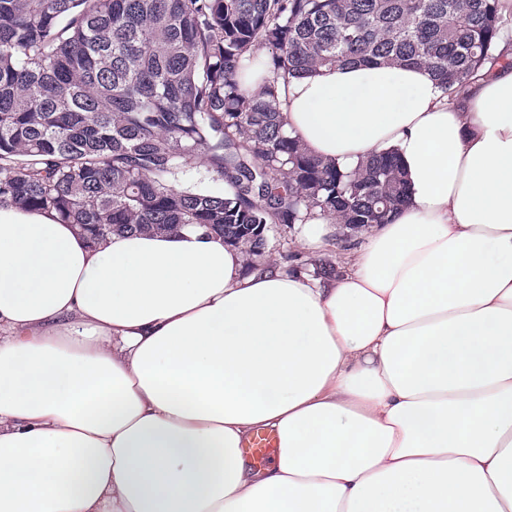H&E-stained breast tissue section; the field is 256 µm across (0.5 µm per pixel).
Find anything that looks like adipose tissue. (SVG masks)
<instances>
[{"mask_svg":"<svg viewBox=\"0 0 512 512\" xmlns=\"http://www.w3.org/2000/svg\"><path fill=\"white\" fill-rule=\"evenodd\" d=\"M281 111L314 155L401 162L336 277L0 207V512H512V69L457 105L419 68H323ZM277 448L275 436L266 432H258L249 439L247 443H245L243 452L254 460L253 461L248 458V461L251 464V469L253 471L258 470V472H261L275 464L274 460L271 464L260 465L271 462L277 454Z\"/></svg>","mask_w":512,"mask_h":512,"instance_id":"ef3b65f1","label":"adipose tissue"}]
</instances>
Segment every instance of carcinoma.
Segmentation results:
<instances>
[{"instance_id": "1", "label": "carcinoma", "mask_w": 512, "mask_h": 512, "mask_svg": "<svg viewBox=\"0 0 512 512\" xmlns=\"http://www.w3.org/2000/svg\"><path fill=\"white\" fill-rule=\"evenodd\" d=\"M499 2L0 0V205L93 243L199 227L250 272L273 224H388L407 196L396 153L350 170L309 154L282 91L322 66L413 65L462 103L512 67Z\"/></svg>"}]
</instances>
